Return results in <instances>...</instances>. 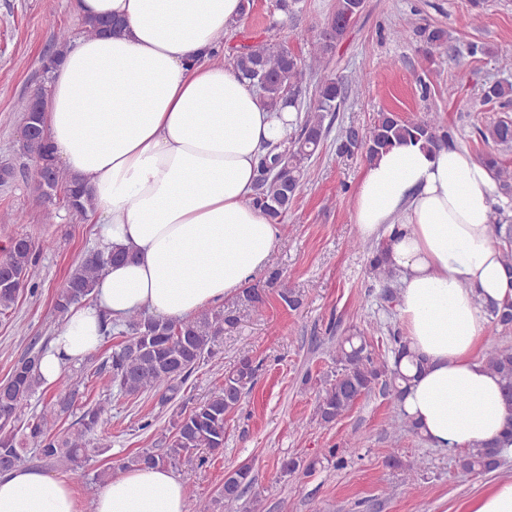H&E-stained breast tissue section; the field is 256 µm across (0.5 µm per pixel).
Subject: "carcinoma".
<instances>
[{"label":"carcinoma","instance_id":"1","mask_svg":"<svg viewBox=\"0 0 512 512\" xmlns=\"http://www.w3.org/2000/svg\"><path fill=\"white\" fill-rule=\"evenodd\" d=\"M362 5L358 0H337L336 10L322 35L311 41L306 54L298 55L283 43L258 41L230 48L229 63L233 71L250 81L269 109L277 108L284 100L297 104L293 97L305 73H320L327 69L331 55L335 54L354 22V15ZM416 35L428 45L444 40V31L438 28H405L393 31L398 41ZM69 47L68 33L62 29L55 35L51 53L43 63L45 71ZM345 82L339 76H321L316 105L298 117V132L275 145L272 161L262 158L258 167L255 192L248 204L260 209L271 221L277 223L288 212L297 196L307 163L317 152L329 126L327 117L338 111L344 99ZM42 100L32 94L18 100L16 109L22 114L28 132L19 137V152L41 167L36 178L37 200L44 206L46 222L53 221L57 194H62L65 205L76 214H83L89 198L83 186L71 180L56 163L53 147L42 125ZM478 136L489 150L480 157L496 181L498 190L512 195V169L504 165L501 153L512 149V118L506 117L483 128H476ZM413 141L426 146H436L453 141L450 129L441 124L436 115L426 112L415 121L401 118L394 112H381L374 125L360 134L347 131L338 144V152L351 156L364 154L372 162L397 143ZM492 236L505 243L502 248L505 265L512 269V224L495 217L491 224ZM44 244L20 236L12 239L8 254L0 264V314L11 309L20 291L32 283L35 276L37 252ZM127 258V253L115 249L107 253L98 251L86 257L69 274L66 284L57 296L54 311L64 318L69 309L92 298L103 270L117 260ZM373 277L380 282L394 280V271L386 264L383 248L379 247L370 260ZM483 309L497 324L512 325V303L485 304ZM237 324V315L229 307L205 310L181 320H163L144 311L130 313L119 334L123 340L115 346L107 360L108 377L98 401L84 407L76 427L65 435L55 433L57 421L73 413L75 393L59 395L46 402L39 413L16 426L30 399L43 386L39 362L45 348L30 350L20 359L6 381L0 384V470L6 472L17 467L28 453V444L40 460L63 463L71 479L82 482L87 478L85 463L90 445L108 448L104 438L91 442L98 425L107 415L112 394L137 397L144 393L160 392L167 402L175 398L179 384L184 382L204 360L221 359L219 339L224 330ZM392 363L374 360L368 337L361 332L352 333L336 343L332 358L336 361V379L319 394L316 415L323 423H332L352 410L355 403L381 384L399 398L408 377L402 373L400 362L407 358L414 361L400 333L389 336ZM485 365L498 376L508 411L505 432L478 448L456 459L457 468L464 474H483L500 467L505 456L503 450L512 444V346L497 347L485 356ZM256 366L244 357L224 373V383L205 402L173 412L171 436L163 453L144 449L126 458L122 468L162 463L172 465L191 451L205 450L210 454L224 450L226 417L240 405L246 386L253 381ZM255 481L252 466L242 464L224 475V488L209 503L195 501L190 512H214V505L232 506L249 490Z\"/></svg>","mask_w":512,"mask_h":512}]
</instances>
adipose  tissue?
<instances>
[{
	"label": "adipose tissue",
	"instance_id": "adipose-tissue-1",
	"mask_svg": "<svg viewBox=\"0 0 512 512\" xmlns=\"http://www.w3.org/2000/svg\"><path fill=\"white\" fill-rule=\"evenodd\" d=\"M85 20L124 24L73 42L50 75L46 134L84 182L106 267L90 303L72 307L44 353L45 384L95 351L104 322L144 309L181 319L223 303L267 264L280 228L248 205L266 143L297 113L267 109L224 65L220 36L241 0H76ZM489 169L456 145L402 142L368 164L353 198L364 238H384L398 315L423 362L399 407L433 447L466 452L498 437L507 411L480 356L482 303L512 301V271L489 224L507 207ZM184 484L162 464L122 471L93 512H185ZM0 512H79L71 484L24 467L0 474Z\"/></svg>",
	"mask_w": 512,
	"mask_h": 512
}]
</instances>
